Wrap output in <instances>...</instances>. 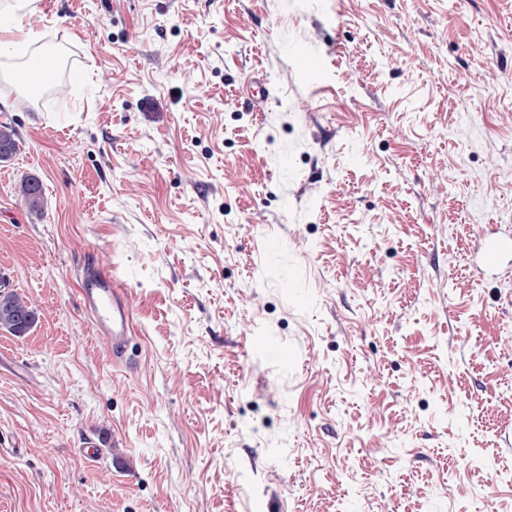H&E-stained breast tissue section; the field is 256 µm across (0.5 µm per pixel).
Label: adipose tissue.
I'll return each instance as SVG.
<instances>
[{
  "label": "adipose tissue",
  "mask_w": 512,
  "mask_h": 512,
  "mask_svg": "<svg viewBox=\"0 0 512 512\" xmlns=\"http://www.w3.org/2000/svg\"><path fill=\"white\" fill-rule=\"evenodd\" d=\"M38 0H0V76L31 88L38 79L26 59L40 39L39 32L27 28L25 21L38 10Z\"/></svg>",
  "instance_id": "adipose-tissue-1"
}]
</instances>
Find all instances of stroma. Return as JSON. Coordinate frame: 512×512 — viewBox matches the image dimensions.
<instances>
[{"instance_id": "obj_1", "label": "stroma", "mask_w": 512, "mask_h": 512, "mask_svg": "<svg viewBox=\"0 0 512 512\" xmlns=\"http://www.w3.org/2000/svg\"><path fill=\"white\" fill-rule=\"evenodd\" d=\"M38 6L88 78L52 111L0 80V270L39 316L0 330V512H512V255L476 248L512 237V0ZM19 142L15 128L6 122L0 123V162H5L17 154ZM18 194L31 213L40 214L44 207L43 188L39 178L23 177L17 188ZM79 300L81 311L95 334L112 344L116 360H123L133 325V312L116 272L97 258L82 265Z\"/></svg>"}]
</instances>
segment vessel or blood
Masks as SVG:
<instances>
[{"mask_svg":"<svg viewBox=\"0 0 512 512\" xmlns=\"http://www.w3.org/2000/svg\"><path fill=\"white\" fill-rule=\"evenodd\" d=\"M79 300L95 334L111 343L115 359H123L133 312L116 272L96 258L86 259L81 270Z\"/></svg>","mask_w":512,"mask_h":512,"instance_id":"1","label":"vessel or blood"}]
</instances>
